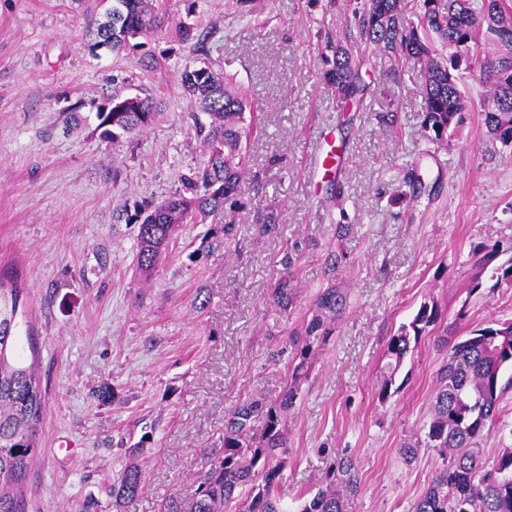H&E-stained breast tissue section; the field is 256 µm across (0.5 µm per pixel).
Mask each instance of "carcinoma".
Listing matches in <instances>:
<instances>
[{"label":"carcinoma","instance_id":"obj_1","mask_svg":"<svg viewBox=\"0 0 512 512\" xmlns=\"http://www.w3.org/2000/svg\"><path fill=\"white\" fill-rule=\"evenodd\" d=\"M103 11L86 17L88 47L113 52L132 41L164 30L168 14L162 0H97ZM357 34L347 33L328 42L324 57V81L345 103L363 91L355 52L370 44L395 57L423 63L422 84L425 124L441 137L458 125L465 107L455 68L434 58L432 42L461 52L469 48L476 30L486 31L498 48L488 59L481 78L491 85L492 105L485 112L489 132L502 144L512 133V20L506 19L500 0H483L481 9L473 0H421L417 22L406 15L403 0H364L354 11ZM181 87L191 106L209 117L205 122L191 113L203 157L181 178V188L135 214L136 265L145 277L156 270L162 255L184 224H212L207 239L219 245L233 230L220 224L224 204L235 200L246 173L242 149L246 112L251 110L233 79L205 64L181 73ZM97 128L103 139L117 142L147 129L157 116V103L148 97L105 96L96 106ZM297 259L288 252L281 260L285 275L276 283L272 298L288 312L294 300L290 272ZM347 303L341 288L323 289L315 310L301 330L291 332L290 347L270 355L276 365L286 353V374L277 394L249 398L230 413L224 427V448L207 456L206 469L194 481L187 496L174 494L162 504V512H226L242 503L241 512H284L277 495L282 456L288 449V412L295 406L301 382L308 376L312 359L333 332ZM25 312L23 289L0 277V512H26L25 490L31 463L39 447L45 395L35 363L27 364L15 354L18 316ZM434 304H421L413 320L400 327L384 351L386 363L379 380V398L386 397L395 375L412 352L413 345L429 334L440 319ZM512 366V322L492 323L472 331L452 345L437 372L429 420L424 437L401 447L406 459L419 448L431 449L441 460L437 476L419 497L412 512H512V448L493 462L484 458L483 433L497 420L512 376L503 370ZM261 423V429L255 424ZM143 492L138 464L125 465L112 480L113 512H130ZM300 512H345L336 487L319 488L301 505Z\"/></svg>","mask_w":512,"mask_h":512}]
</instances>
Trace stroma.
<instances>
[{"label":"stroma","instance_id":"35a3bbf8","mask_svg":"<svg viewBox=\"0 0 512 512\" xmlns=\"http://www.w3.org/2000/svg\"><path fill=\"white\" fill-rule=\"evenodd\" d=\"M357 0H168L169 23L145 48L92 54L73 0H0V271L24 288L46 390L26 512H110L108 488L145 426L144 490L132 512H160L190 490L204 456L221 451L229 412L274 395L284 369L268 363L310 319L319 290L348 307L315 357L288 415L278 494L284 512L327 482L347 512H412L440 462L400 448L425 420L448 344L512 321V283L480 271L474 251L512 262V146L487 132L490 89L467 68L457 132L424 124L423 65L371 46L358 52L362 106H339L322 77L329 40L353 26ZM206 40L195 53L181 24ZM209 64L247 94L258 126L242 148L249 168L223 223L235 233L201 250L204 225L185 224L144 278L134 266L139 204L181 187L202 158L180 75ZM149 96L160 114L144 132L103 140L94 101ZM80 104V120L64 112ZM336 171L311 174L324 134ZM351 225L336 240L335 227ZM295 301L271 292L293 243ZM346 258L328 272L325 258ZM442 318L421 337L388 397L383 353L421 304ZM114 401L101 402L105 390ZM484 434L487 461L512 448V390Z\"/></svg>","mask_w":512,"mask_h":512}]
</instances>
